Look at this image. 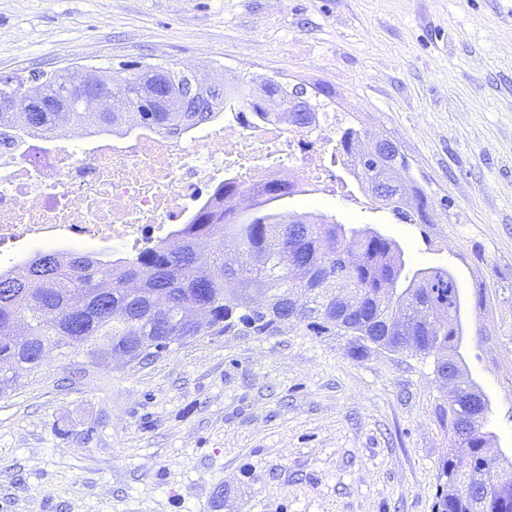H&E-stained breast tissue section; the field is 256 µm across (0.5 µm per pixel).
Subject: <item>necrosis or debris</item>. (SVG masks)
Returning <instances> with one entry per match:
<instances>
[{"label":"necrosis or debris","mask_w":512,"mask_h":512,"mask_svg":"<svg viewBox=\"0 0 512 512\" xmlns=\"http://www.w3.org/2000/svg\"><path fill=\"white\" fill-rule=\"evenodd\" d=\"M336 126L327 116L293 129L230 115L179 137L134 121L122 141L89 144L79 127L63 138L28 137L0 150V257L18 259L33 246L136 255L227 180L280 179L333 194L347 162L336 152Z\"/></svg>","instance_id":"necrosis-or-debris-1"}]
</instances>
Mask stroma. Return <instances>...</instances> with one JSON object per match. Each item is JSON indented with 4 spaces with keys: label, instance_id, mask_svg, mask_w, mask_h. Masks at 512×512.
<instances>
[{
    "label": "stroma",
    "instance_id": "obj_1",
    "mask_svg": "<svg viewBox=\"0 0 512 512\" xmlns=\"http://www.w3.org/2000/svg\"><path fill=\"white\" fill-rule=\"evenodd\" d=\"M145 57L329 86V112L399 144L440 223L358 189L281 207L452 271L467 371L512 457V0H0V76ZM348 349L302 325L199 336L75 381L48 351L0 391V512H433L449 433L432 359Z\"/></svg>",
    "mask_w": 512,
    "mask_h": 512
}]
</instances>
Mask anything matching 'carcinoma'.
Instances as JSON below:
<instances>
[{
    "label": "carcinoma",
    "mask_w": 512,
    "mask_h": 512,
    "mask_svg": "<svg viewBox=\"0 0 512 512\" xmlns=\"http://www.w3.org/2000/svg\"><path fill=\"white\" fill-rule=\"evenodd\" d=\"M120 69L125 75L111 80L115 110L0 112V145L88 120L122 135L126 110L138 113L146 129L179 136L226 109L258 123L270 114L265 105L274 103L303 128L324 100L334 98L321 87L322 100L301 113L294 111L292 91L275 80L256 88L239 78L207 100L195 96L209 85L193 70L150 62ZM77 74L86 76L67 67L6 77L0 79V99L21 89L65 98ZM336 151L349 157V173L363 189L390 178L407 180V191L389 205L398 221L438 223L434 201L400 149L379 151L372 132L347 123L339 129ZM292 194L293 188L274 180L247 187L227 182L173 231V244L162 238L133 257L115 259L47 251L0 272V391L17 373L38 368L44 348L58 350L67 369L85 376L117 355L144 361L158 356V346L165 352L197 336H271L295 324L314 336L351 337L349 354L356 358L373 345L431 357L436 365L455 358L464 326L454 275L444 267L409 266L400 243L370 226L279 210L277 203ZM343 251L358 262L336 263ZM338 292L359 301L356 318L341 316ZM167 298L172 304L166 313H155V301ZM20 324L23 343L16 334ZM471 383L464 378L448 399L451 448L439 466L434 512H512L511 482L497 484L487 498L471 492L473 475L493 476L509 462L504 454L488 455L491 403L481 389L470 393Z\"/></svg>",
    "instance_id": "1"
}]
</instances>
